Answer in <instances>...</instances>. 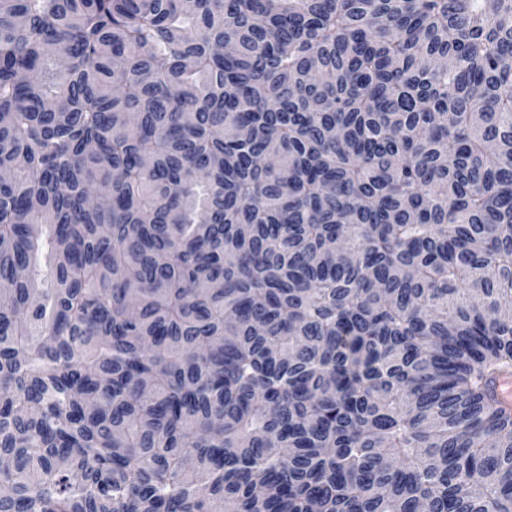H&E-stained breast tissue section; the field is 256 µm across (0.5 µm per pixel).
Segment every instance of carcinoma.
<instances>
[{
	"instance_id": "carcinoma-1",
	"label": "carcinoma",
	"mask_w": 512,
	"mask_h": 512,
	"mask_svg": "<svg viewBox=\"0 0 512 512\" xmlns=\"http://www.w3.org/2000/svg\"><path fill=\"white\" fill-rule=\"evenodd\" d=\"M0 512H512V0H0Z\"/></svg>"
}]
</instances>
